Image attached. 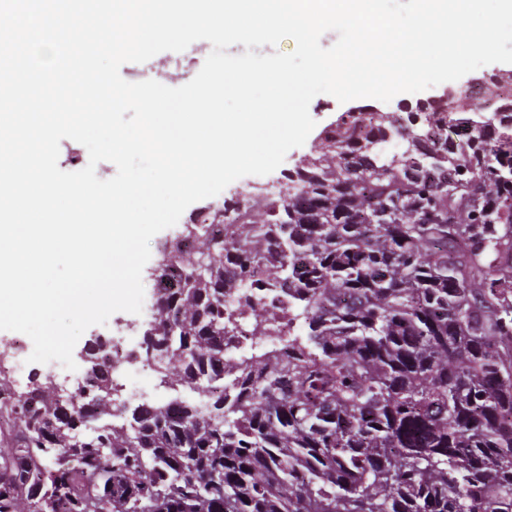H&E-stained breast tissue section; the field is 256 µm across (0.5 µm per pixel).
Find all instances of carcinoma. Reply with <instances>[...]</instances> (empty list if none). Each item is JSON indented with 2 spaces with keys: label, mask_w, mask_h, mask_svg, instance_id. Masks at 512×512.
<instances>
[{
  "label": "carcinoma",
  "mask_w": 512,
  "mask_h": 512,
  "mask_svg": "<svg viewBox=\"0 0 512 512\" xmlns=\"http://www.w3.org/2000/svg\"><path fill=\"white\" fill-rule=\"evenodd\" d=\"M489 83L512 75L342 112L281 198L186 225L144 343L203 405L92 425L112 363L90 344L73 400L0 377V512H512V98ZM236 288L292 296L296 356L225 353Z\"/></svg>",
  "instance_id": "carcinoma-1"
}]
</instances>
